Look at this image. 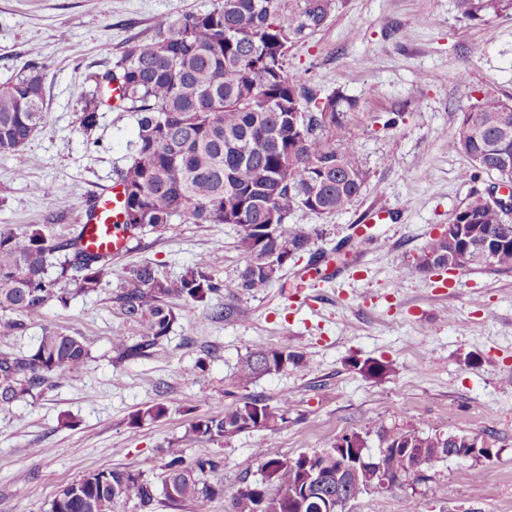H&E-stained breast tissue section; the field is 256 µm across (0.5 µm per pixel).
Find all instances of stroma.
Instances as JSON below:
<instances>
[{
	"mask_svg": "<svg viewBox=\"0 0 512 512\" xmlns=\"http://www.w3.org/2000/svg\"><path fill=\"white\" fill-rule=\"evenodd\" d=\"M214 0H0V83L31 62L45 63L48 112L22 155L0 154V228L25 230L54 216L52 231L71 237L94 192L115 179L137 132L134 113L102 107L96 127L79 118L90 73L127 45L152 38L158 19L212 8ZM481 54L471 55L473 45ZM290 76L317 98L356 100L350 131L369 171L345 211H295L310 230L308 252L290 260L284 279L304 283V299L280 286L256 295L221 294L174 324L150 356L118 361L112 342L139 337L107 294L78 295L45 307L22 336H0V351H29L44 327L83 337L91 358L71 381L0 409V512H50L58 490L89 473L131 469L160 486L163 452L180 442L186 459L218 457L210 473L224 493L153 512H233L237 491L261 477L255 448L292 459L330 447L343 434L415 426L465 434L491 448V459L447 460L428 482L367 493L346 512H512V269L437 273L411 265L451 223L472 192L489 193L496 176L461 172L457 116L485 95L512 102V12L485 22L460 18L455 0H337L327 24L288 53ZM396 125H385L389 113ZM53 188L40 193L41 185ZM67 198L68 212H54ZM385 206L389 219L367 213ZM234 224H182L176 234L132 239L112 262V281L152 263L175 276L205 263L221 279L244 265ZM343 249L347 262L335 261ZM233 315L216 320L214 307ZM302 353L300 365L238 386L239 362L255 347ZM379 360L369 377L351 360ZM293 411L275 430L218 442L184 437L190 423L228 411L246 396ZM165 403L167 414L131 426L138 411Z\"/></svg>",
	"mask_w": 512,
	"mask_h": 512,
	"instance_id": "1",
	"label": "stroma"
}]
</instances>
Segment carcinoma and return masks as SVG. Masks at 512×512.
Here are the masks:
<instances>
[{
    "mask_svg": "<svg viewBox=\"0 0 512 512\" xmlns=\"http://www.w3.org/2000/svg\"><path fill=\"white\" fill-rule=\"evenodd\" d=\"M461 18L486 21L512 11V0H455ZM336 9V0H217L209 10L161 19L149 40L134 41L89 79L95 92L84 99L83 131L92 130L100 107L118 92L119 102L135 113L136 138L126 163L115 169L122 188L117 223L131 237L145 233H174L188 220L193 224H237L245 264L234 279L218 280L206 264L168 277L145 262L125 272L117 285L107 280L112 256L82 247L80 236L59 239L52 224H32L22 232L0 229V335L26 330V319L52 302L65 307L72 292H106L139 340L115 337L122 360L147 356L168 338L177 319L214 295L257 294L279 282L287 266L308 250L305 228L288 225L297 210L318 215L343 211L366 185L369 174L353 139L345 129L356 104L333 92L315 103L301 105L304 89L288 75L289 49L317 32ZM44 65L31 63L0 84V153L18 154L39 131L45 118ZM458 150L472 170L496 174L512 182V103L487 94L459 113L455 130ZM456 220L482 240L503 242L491 256L475 259L452 253L448 241L435 239L413 267L430 272L448 263L457 267L512 268V223L501 205L480 194L471 195ZM90 359L85 340L58 328H45L27 353L0 351V407L34 397L81 374ZM296 351L257 347L239 362L238 385L263 375L296 367ZM351 366L377 377L389 365L378 360ZM291 396L275 404L246 397L234 409L205 416L187 430L197 442H214L246 431H261L288 420ZM167 406L156 403L131 418L141 425L158 419ZM350 451L369 452L367 437L352 432L340 437ZM381 447L390 473V487L406 484L414 458L448 459L450 448H471L477 438L464 434H425L417 429L384 432ZM333 446L316 453L319 468L330 477L342 464ZM262 479L240 491L237 512H292L296 481L288 461L254 449ZM221 462L207 453L186 462L184 449L171 445L162 466V491L175 504L215 498L224 485L207 482ZM375 470L368 466L360 479L332 502L331 512L371 490H379ZM172 488L174 494L167 493ZM154 488L129 469L90 473L62 488L51 512H115L121 503L136 501L150 509Z\"/></svg>",
    "mask_w": 512,
    "mask_h": 512,
    "instance_id": "obj_1",
    "label": "carcinoma"
}]
</instances>
